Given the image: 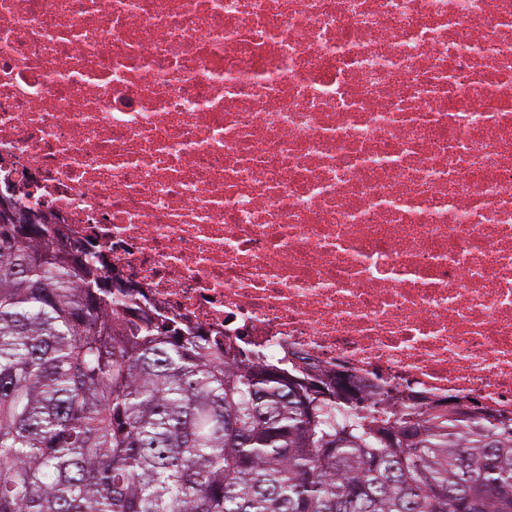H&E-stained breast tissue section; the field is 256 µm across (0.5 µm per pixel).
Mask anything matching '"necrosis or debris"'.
I'll return each instance as SVG.
<instances>
[{"mask_svg": "<svg viewBox=\"0 0 512 512\" xmlns=\"http://www.w3.org/2000/svg\"><path fill=\"white\" fill-rule=\"evenodd\" d=\"M0 192L195 332L512 416V0H0Z\"/></svg>", "mask_w": 512, "mask_h": 512, "instance_id": "obj_1", "label": "necrosis or debris"}]
</instances>
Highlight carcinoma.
Wrapping results in <instances>:
<instances>
[{
	"mask_svg": "<svg viewBox=\"0 0 512 512\" xmlns=\"http://www.w3.org/2000/svg\"><path fill=\"white\" fill-rule=\"evenodd\" d=\"M0 195V512H512V418L128 303Z\"/></svg>",
	"mask_w": 512,
	"mask_h": 512,
	"instance_id": "carcinoma-1",
	"label": "carcinoma"
}]
</instances>
